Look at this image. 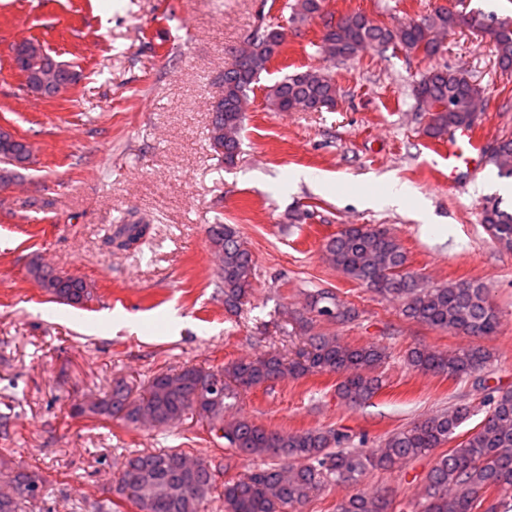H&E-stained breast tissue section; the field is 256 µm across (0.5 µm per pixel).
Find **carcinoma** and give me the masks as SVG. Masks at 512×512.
I'll return each instance as SVG.
<instances>
[{
    "instance_id": "obj_1",
    "label": "carcinoma",
    "mask_w": 512,
    "mask_h": 512,
    "mask_svg": "<svg viewBox=\"0 0 512 512\" xmlns=\"http://www.w3.org/2000/svg\"><path fill=\"white\" fill-rule=\"evenodd\" d=\"M294 20L322 15L323 0H295ZM468 28L489 37L497 63L512 72V18H498L479 10L463 12L440 6L421 22L395 27L373 23L365 14H347L322 34L319 50L344 62L367 49L392 47L406 54L432 57L441 49L436 35ZM285 41L281 27L259 25L252 51L224 70V109L212 111L208 141L224 139V164L231 166L241 152V104L279 54ZM417 99L429 106L425 132L441 138L458 127L475 126L480 89L462 73L445 66L428 72L415 86ZM266 107L271 112H320L336 106V83L317 68L284 76L269 87ZM24 145L0 140V164L11 165ZM486 162L498 175L512 178V137H503L485 151ZM483 224L504 248L512 250V212L493 202L486 206ZM151 232L150 224L131 213L116 225L105 245L113 251L137 249ZM208 240L220 255L219 278L224 309L238 312L252 294L255 259L232 224L208 227ZM327 262L343 276L400 305L401 315L433 329L464 336H492L498 316L479 282L428 285L407 266L400 241L381 227L352 224L323 245ZM41 288L68 305L81 304L90 294L84 280L61 281L40 262L28 268ZM357 309L326 288L307 294L294 315L308 336L303 360L286 361L269 352L253 360L232 361L215 373L195 365L162 372L148 381L144 393L133 396L123 379L95 402L75 403L71 414L118 420L137 426L143 416L153 426L175 423L191 413L206 422L212 441L241 455L268 460L247 474L224 483V512H299L320 489L347 484L353 492L336 512H394V501L383 493H367L360 485L368 473L391 471L406 460L430 454L451 440L461 441L440 456L427 473L424 491L414 512H512V389L495 388L487 395L485 416L468 434L457 430L472 416L462 404L426 416L389 435L376 451L350 448V436L340 428L288 433L265 428L246 417L225 420V412L241 391L275 382L285 376L313 373L339 375L336 396L350 406L372 399L384 386L382 367L388 358L378 345L353 347L329 333H311L318 322L349 323ZM491 361L489 350L459 347L450 352L412 347L406 363L421 373L485 383L483 372ZM214 490L208 460L183 450L160 448L132 453L115 480L114 492L131 502L137 512H201ZM46 485L36 474L19 470L6 490L0 489V512H20L30 499L45 498Z\"/></svg>"
}]
</instances>
